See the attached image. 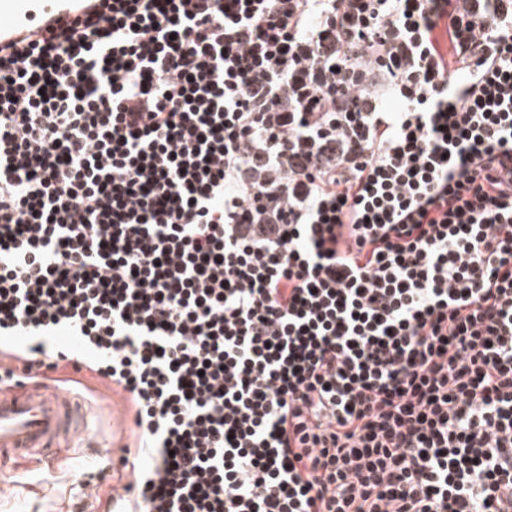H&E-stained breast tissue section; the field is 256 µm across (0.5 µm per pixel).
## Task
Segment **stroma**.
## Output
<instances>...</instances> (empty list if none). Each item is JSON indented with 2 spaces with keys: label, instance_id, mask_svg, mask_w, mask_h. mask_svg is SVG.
I'll list each match as a JSON object with an SVG mask.
<instances>
[{
  "label": "stroma",
  "instance_id": "35a3bbf8",
  "mask_svg": "<svg viewBox=\"0 0 512 512\" xmlns=\"http://www.w3.org/2000/svg\"><path fill=\"white\" fill-rule=\"evenodd\" d=\"M92 387L95 400L104 402L105 411L91 417L88 433L73 441L64 458L23 465L18 474L20 488L17 493L0 496V512H69L79 502V489L85 483L92 484L98 496L92 504L94 512H103L113 471L96 449L112 447V436L120 432L124 414L110 385L96 381Z\"/></svg>",
  "mask_w": 512,
  "mask_h": 512
}]
</instances>
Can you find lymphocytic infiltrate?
Returning <instances> with one entry per match:
<instances>
[{
	"instance_id": "obj_1",
	"label": "lymphocytic infiltrate",
	"mask_w": 512,
	"mask_h": 512,
	"mask_svg": "<svg viewBox=\"0 0 512 512\" xmlns=\"http://www.w3.org/2000/svg\"><path fill=\"white\" fill-rule=\"evenodd\" d=\"M0 355L111 381L125 512H512V0L0 45Z\"/></svg>"
}]
</instances>
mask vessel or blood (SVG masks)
Returning <instances> with one entry per match:
<instances>
[{
    "instance_id": "vessel-or-blood-1",
    "label": "vessel or blood",
    "mask_w": 512,
    "mask_h": 512,
    "mask_svg": "<svg viewBox=\"0 0 512 512\" xmlns=\"http://www.w3.org/2000/svg\"><path fill=\"white\" fill-rule=\"evenodd\" d=\"M52 0H0V33L26 25L53 9ZM87 428L77 395L25 382L0 387V475H14L16 460L64 456Z\"/></svg>"
}]
</instances>
